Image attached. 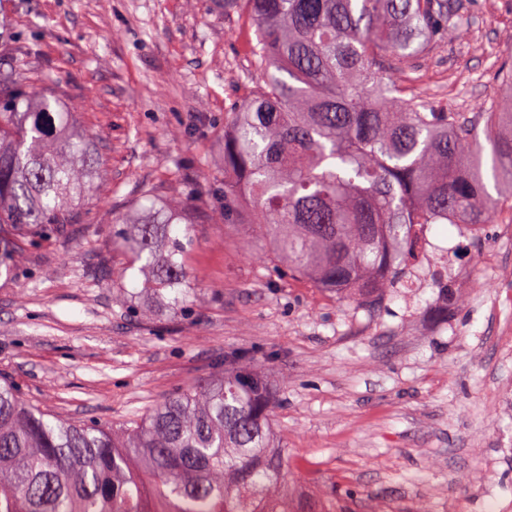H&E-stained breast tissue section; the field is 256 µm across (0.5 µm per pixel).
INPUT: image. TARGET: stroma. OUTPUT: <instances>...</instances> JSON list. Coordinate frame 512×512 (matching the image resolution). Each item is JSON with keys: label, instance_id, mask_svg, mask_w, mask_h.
<instances>
[{"label": "stroma", "instance_id": "35a3bbf8", "mask_svg": "<svg viewBox=\"0 0 512 512\" xmlns=\"http://www.w3.org/2000/svg\"><path fill=\"white\" fill-rule=\"evenodd\" d=\"M465 2L467 30L411 88L481 112L512 0ZM253 37L224 0H0L20 78L59 82L101 157L81 223L0 279V384L54 417L122 425L242 355L276 391L289 467L348 512H512V225H429L432 250L372 309L274 272L258 226L205 199ZM147 195L190 207L178 313L113 244V217ZM444 285L457 302L442 319Z\"/></svg>", "mask_w": 512, "mask_h": 512}]
</instances>
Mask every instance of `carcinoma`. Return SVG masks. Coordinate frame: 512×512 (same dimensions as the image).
<instances>
[{"label":"carcinoma","mask_w":512,"mask_h":512,"mask_svg":"<svg viewBox=\"0 0 512 512\" xmlns=\"http://www.w3.org/2000/svg\"><path fill=\"white\" fill-rule=\"evenodd\" d=\"M255 28L257 82L224 121L226 224H259L270 260L361 307L399 279L425 224L512 222V44L486 112L407 91L420 59L466 17L460 0H224ZM485 140H480L479 124ZM489 151L504 188L487 191ZM99 173L61 87L27 90L0 66V276L28 246L80 223ZM184 212L117 217L127 268L161 295L190 288ZM265 378L232 362L131 424L49 418L0 384V512H327L289 482Z\"/></svg>","instance_id":"cac0c4a2"}]
</instances>
